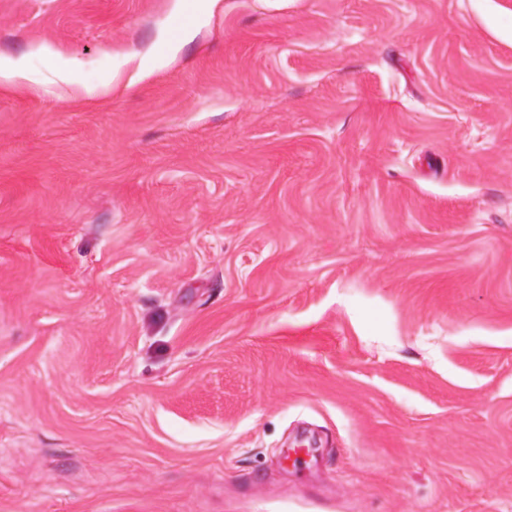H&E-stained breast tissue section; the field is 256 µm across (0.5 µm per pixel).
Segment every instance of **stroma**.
<instances>
[{
  "label": "stroma",
  "mask_w": 512,
  "mask_h": 512,
  "mask_svg": "<svg viewBox=\"0 0 512 512\" xmlns=\"http://www.w3.org/2000/svg\"><path fill=\"white\" fill-rule=\"evenodd\" d=\"M0 0V512H512V0ZM43 79L50 84L70 86L75 83V68L70 63L61 61L53 52L43 53ZM33 80V73L22 60L0 55V86H16Z\"/></svg>",
  "instance_id": "1"
}]
</instances>
